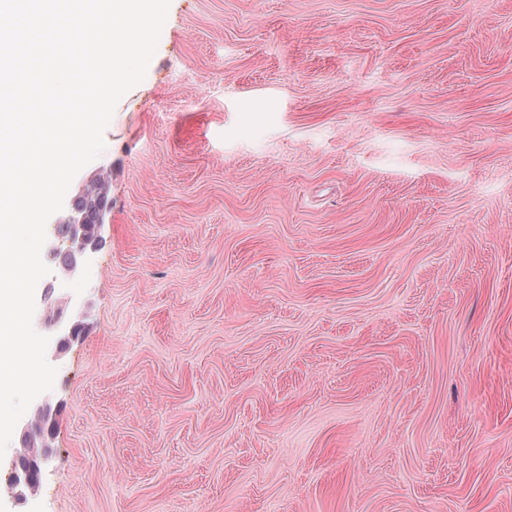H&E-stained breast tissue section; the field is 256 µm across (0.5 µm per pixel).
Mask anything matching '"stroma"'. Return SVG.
<instances>
[{"label":"stroma","mask_w":512,"mask_h":512,"mask_svg":"<svg viewBox=\"0 0 512 512\" xmlns=\"http://www.w3.org/2000/svg\"><path fill=\"white\" fill-rule=\"evenodd\" d=\"M104 141L0 512H512V0H171ZM71 206V211L74 212L78 217L82 218L83 225L74 215L69 217L68 223L70 224H58L57 232L58 235H61V237L65 240L72 239V247L67 252H64L62 264L63 266L69 265L73 260L74 253L75 260L65 269L67 273L74 274L81 263V259L87 246L90 244L89 241L85 238L84 234L91 240V242L95 243L97 238V227L100 223V217L107 211L108 197L106 185L101 187L100 190L96 193L80 194L74 199ZM72 224H74L76 230L74 236ZM101 225L102 224H99V227ZM81 228L83 229V232L79 233L78 229ZM71 249L73 250V253L71 252ZM50 417V407L48 404H44L38 408L34 420L22 428L27 448L21 457L28 460V466L22 468L18 462L11 464L8 490L15 498L21 499L24 497L25 490L32 492L39 486L42 468L46 460L45 449L39 450V448H49L48 439L52 437V434L49 429L44 430V428Z\"/></svg>","instance_id":"stroma-1"}]
</instances>
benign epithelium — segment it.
<instances>
[{
  "mask_svg": "<svg viewBox=\"0 0 512 512\" xmlns=\"http://www.w3.org/2000/svg\"><path fill=\"white\" fill-rule=\"evenodd\" d=\"M69 223L73 224L75 229H77V233H75L71 241L75 260L70 266L66 267V272L73 274L81 263L89 241L83 233L79 232L82 224L77 217H70ZM50 417V407L44 404L38 408L34 420L25 424L22 428L26 441L23 457L28 460V466L22 468L18 463H12L8 478L9 493L18 499L24 497V491L32 492L39 486L42 468L46 460L45 448L49 447L48 438L51 437L50 430L46 429Z\"/></svg>",
  "mask_w": 512,
  "mask_h": 512,
  "instance_id": "1",
  "label": "benign epithelium"
}]
</instances>
